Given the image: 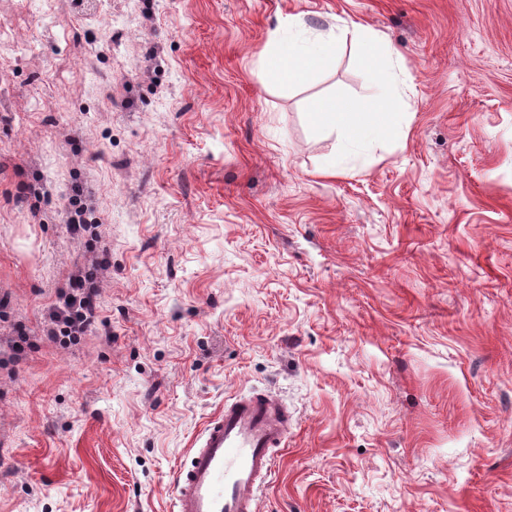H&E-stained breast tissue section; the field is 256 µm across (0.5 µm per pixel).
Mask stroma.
<instances>
[{"mask_svg": "<svg viewBox=\"0 0 512 512\" xmlns=\"http://www.w3.org/2000/svg\"><path fill=\"white\" fill-rule=\"evenodd\" d=\"M296 17L393 58L396 141L333 175L305 108L371 87L349 40L263 83ZM77 180L110 266L65 344ZM0 300V512H174L251 390L295 418L258 512H512V0H0Z\"/></svg>", "mask_w": 512, "mask_h": 512, "instance_id": "stroma-1", "label": "stroma"}]
</instances>
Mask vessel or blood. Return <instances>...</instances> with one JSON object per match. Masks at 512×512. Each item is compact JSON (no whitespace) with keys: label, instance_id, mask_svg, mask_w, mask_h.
I'll return each instance as SVG.
<instances>
[{"label":"vessel or blood","instance_id":"vessel-or-blood-1","mask_svg":"<svg viewBox=\"0 0 512 512\" xmlns=\"http://www.w3.org/2000/svg\"><path fill=\"white\" fill-rule=\"evenodd\" d=\"M292 417L275 395L224 402L205 425L190 463L173 477L177 512H256L257 494L285 445Z\"/></svg>","mask_w":512,"mask_h":512}]
</instances>
